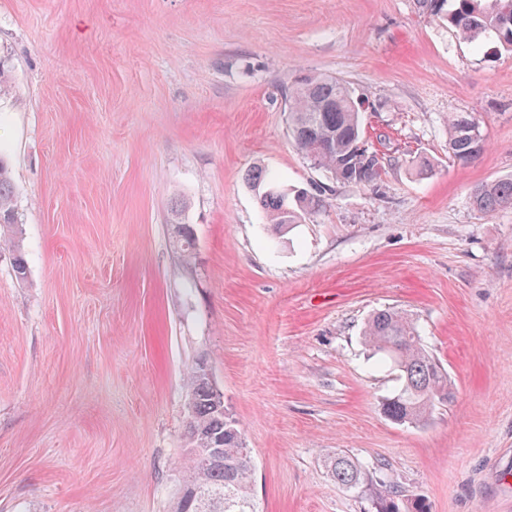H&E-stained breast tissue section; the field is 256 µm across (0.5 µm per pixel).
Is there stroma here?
I'll use <instances>...</instances> for the list:
<instances>
[{
    "label": "stroma",
    "mask_w": 512,
    "mask_h": 512,
    "mask_svg": "<svg viewBox=\"0 0 512 512\" xmlns=\"http://www.w3.org/2000/svg\"><path fill=\"white\" fill-rule=\"evenodd\" d=\"M0 58L28 262L17 281L0 250V512H173L197 360L241 426L258 512H373L328 471L338 450L430 512H512V208L471 200L512 178V53L419 0H0ZM303 74L347 81L374 184L297 149ZM457 112L485 141L464 165ZM256 166L321 207L276 230ZM388 308L448 372L421 425L385 416L399 373L362 343ZM483 143L480 121L474 115L460 113L448 118V149L454 159L462 163L476 159ZM175 224H172L173 229L175 230L174 233L171 232L174 238V243L176 246V249L178 253L180 254L182 260L189 264L192 262L193 259V252H192V241L194 238V233L190 225L188 224H180V222H174ZM181 227L183 228L182 232L176 234V228Z\"/></svg>",
    "instance_id": "35a3bbf8"
}]
</instances>
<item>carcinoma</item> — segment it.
<instances>
[{
  "instance_id": "obj_1",
  "label": "carcinoma",
  "mask_w": 512,
  "mask_h": 512,
  "mask_svg": "<svg viewBox=\"0 0 512 512\" xmlns=\"http://www.w3.org/2000/svg\"><path fill=\"white\" fill-rule=\"evenodd\" d=\"M427 9L433 15L445 14L448 26L460 39L478 42L493 35L512 53V0H427ZM288 119L298 149L336 180L366 185L380 176V170L369 163L349 176L343 172L344 157L363 137L360 113L346 82L324 75L295 81L288 89ZM323 134L331 137V147L313 151L316 136ZM483 148L480 121L475 116L460 113L448 118V149L454 159L468 163ZM246 177L258 189V204L269 223L279 230L301 222L319 206L320 199L307 193L300 196V202L290 204L288 191L261 168L249 170ZM473 204L485 214L512 207V179L476 186ZM18 225L9 161L0 154V245L12 250L15 277L23 281L28 266L17 236ZM178 227L182 232L174 236V243L189 264L194 233L188 224H173ZM364 341L400 372L399 389L383 404L391 421L423 424L436 407L448 404V373L422 344L411 315L398 309L374 313L366 323ZM186 383L193 412L186 425L189 451L178 461L186 479L175 512H257L251 458L238 423L224 413L223 393L198 362L187 368ZM328 468L337 483L367 495L375 512H429L423 498L375 478L342 450L328 458Z\"/></svg>"
}]
</instances>
